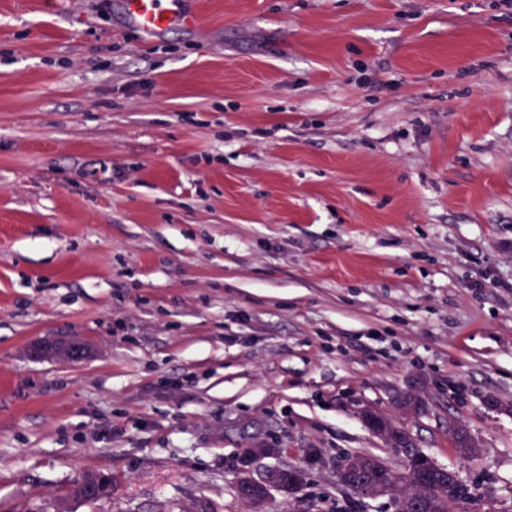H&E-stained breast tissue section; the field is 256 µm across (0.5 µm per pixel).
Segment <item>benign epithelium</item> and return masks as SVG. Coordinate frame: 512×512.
<instances>
[{
    "label": "benign epithelium",
    "mask_w": 512,
    "mask_h": 512,
    "mask_svg": "<svg viewBox=\"0 0 512 512\" xmlns=\"http://www.w3.org/2000/svg\"><path fill=\"white\" fill-rule=\"evenodd\" d=\"M395 405L403 415H417L424 411L418 390L410 387L403 391ZM362 419L369 430L380 436L385 446L399 457L405 456V448L415 441L414 436L403 425L389 416H382L367 408L362 412ZM453 432L459 441L457 455L463 460L477 456L480 448L471 435L459 427H453ZM278 452L276 448H252L246 457V465L242 481L237 483L238 496L252 507V512H269L268 505L272 492L277 491L288 495L302 488L306 481L305 470L300 467L288 469V478L283 479L273 469H266L258 475L250 472V465L256 459H261ZM443 471L447 479L438 486L437 492L448 497H454L466 485L459 470L444 468L423 450L413 455L408 461L406 477L398 478L393 475V467L383 458L375 455L352 457L344 460L336 469V481L352 493H358L363 498L374 500L384 496L397 498L398 512H409L408 503H414L419 512H432L435 502L429 498H414L405 490L407 486L424 487L436 480L435 473Z\"/></svg>",
    "instance_id": "1"
}]
</instances>
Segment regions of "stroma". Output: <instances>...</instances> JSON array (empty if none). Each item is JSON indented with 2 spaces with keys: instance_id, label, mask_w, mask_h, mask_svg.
<instances>
[{
  "instance_id": "1",
  "label": "stroma",
  "mask_w": 512,
  "mask_h": 512,
  "mask_svg": "<svg viewBox=\"0 0 512 512\" xmlns=\"http://www.w3.org/2000/svg\"><path fill=\"white\" fill-rule=\"evenodd\" d=\"M118 4L0 0V512H251L259 441L307 475L273 512H395L336 466L396 463L361 413L410 385L512 512V6ZM121 8L130 22L145 35H158L173 25L193 28L196 12H177L163 5V0H121Z\"/></svg>"
}]
</instances>
